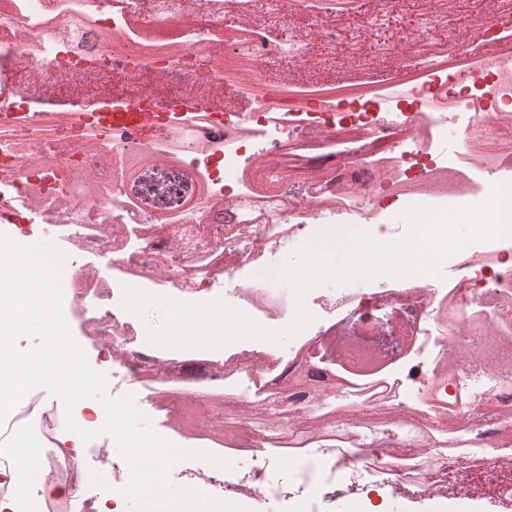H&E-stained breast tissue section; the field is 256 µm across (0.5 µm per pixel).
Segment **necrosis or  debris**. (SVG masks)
<instances>
[{
	"instance_id": "1",
	"label": "necrosis or debris",
	"mask_w": 512,
	"mask_h": 512,
	"mask_svg": "<svg viewBox=\"0 0 512 512\" xmlns=\"http://www.w3.org/2000/svg\"><path fill=\"white\" fill-rule=\"evenodd\" d=\"M425 0H0V209L35 216L75 258L62 280L112 388L135 390L165 431L199 450L263 449L259 465L180 475L248 512H333L346 496L399 497L406 512L469 499L512 512V237L477 243L440 277L336 297L311 290L313 322L284 357L262 342L221 350L151 345L121 305L122 288L196 303L218 298L274 329L295 300L276 288L273 256L324 225L386 235L378 205H467L489 181L512 182V0L485 23ZM304 26L274 32L294 14ZM322 70L346 60L351 100L304 79L310 36ZM299 77L288 80L287 72ZM153 73L167 93L145 90ZM153 113L146 134L106 124L108 104ZM462 131L453 141L449 129ZM111 255L104 275L95 258ZM181 363L183 375L166 366ZM198 363L225 364L212 386ZM286 398L277 435L243 423L225 438L183 421L204 401ZM389 420L344 426L345 408ZM64 409L31 391L0 425V502L12 512H119L78 487L88 461L122 468L105 440L64 438ZM27 434L45 472L20 493L13 442ZM303 458L291 480L271 467ZM320 492L310 495L311 483Z\"/></svg>"
}]
</instances>
